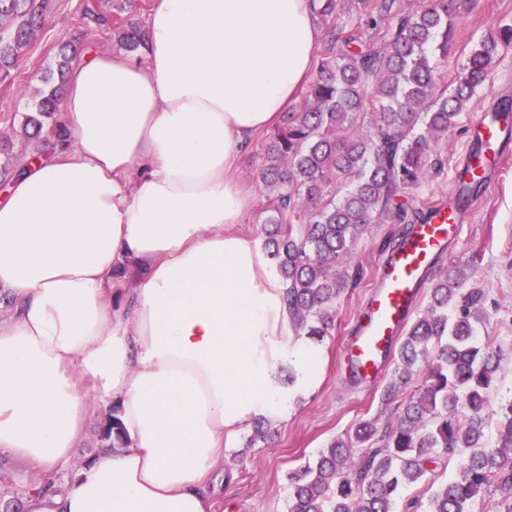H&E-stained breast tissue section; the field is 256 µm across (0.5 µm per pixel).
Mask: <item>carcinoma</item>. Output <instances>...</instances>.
Instances as JSON below:
<instances>
[{"mask_svg": "<svg viewBox=\"0 0 512 512\" xmlns=\"http://www.w3.org/2000/svg\"><path fill=\"white\" fill-rule=\"evenodd\" d=\"M354 6L366 31L328 32L316 78L265 146L261 177L276 195L264 249L285 285L296 336L327 335L340 300L362 279L361 264H340L368 225L423 221V211L408 212L404 190L419 183L435 141L485 87L499 51L498 37L478 41L453 88L440 91L436 72L453 44L455 0H422L412 13L396 0ZM43 16L37 0H0V19L14 21L0 35L1 75L19 65ZM115 25L125 50L137 51V27L119 16ZM44 84L29 107L42 117L58 107V88L49 78ZM365 112L375 113L368 130L357 124ZM333 177L351 184L340 200L325 199ZM465 282L461 270L447 269L406 327L396 381L382 401L415 379L421 384L397 406L395 421L382 428L363 421L292 472L288 512H396L402 489L463 451L457 479L435 490L428 512H487L483 493L491 490L512 499V402L499 410L497 446L485 447L484 411L500 359L478 343L482 293ZM365 443L369 449L354 456L352 448Z\"/></svg>", "mask_w": 512, "mask_h": 512, "instance_id": "cac0c4a2", "label": "carcinoma"}]
</instances>
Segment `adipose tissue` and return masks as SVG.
Returning a JSON list of instances; mask_svg holds the SVG:
<instances>
[{"label": "adipose tissue", "mask_w": 512, "mask_h": 512, "mask_svg": "<svg viewBox=\"0 0 512 512\" xmlns=\"http://www.w3.org/2000/svg\"><path fill=\"white\" fill-rule=\"evenodd\" d=\"M146 59L77 58L66 134L0 191V454L31 475L27 512H216L225 439L282 411L267 376L318 355L284 334L283 284L253 240L232 177L281 123L311 67L310 0H155ZM127 444L65 488L90 407Z\"/></svg>", "instance_id": "adipose-tissue-1"}]
</instances>
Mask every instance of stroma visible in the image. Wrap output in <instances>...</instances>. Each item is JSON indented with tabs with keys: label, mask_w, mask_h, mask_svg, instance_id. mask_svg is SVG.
I'll use <instances>...</instances> for the list:
<instances>
[{
	"label": "stroma",
	"mask_w": 512,
	"mask_h": 512,
	"mask_svg": "<svg viewBox=\"0 0 512 512\" xmlns=\"http://www.w3.org/2000/svg\"><path fill=\"white\" fill-rule=\"evenodd\" d=\"M154 0H95V17L85 14V0H48L45 23L32 38L27 52L11 78L0 81V163L16 175L26 157L50 156L57 142L58 115L44 117L40 136L27 128L28 106L41 77L55 69L58 49L70 42L76 54L120 50L116 17L145 25ZM512 29V0H459L454 18V49L440 64V87L454 83L473 44L484 36ZM512 97V41L502 42L485 89L471 100L455 129L440 138L433 156L437 161L423 179L407 189L406 197L418 208L454 198L453 171L467 147L466 125L478 109L492 108L501 97ZM271 130L257 133L237 172L251 205L236 224V232L262 241V226L271 214L273 193L263 185L262 146ZM506 160L488 188L480 192L460 237L449 253L438 259L428 273L436 281L443 270L455 266L468 276L467 288L480 290L486 319L478 330L480 341L500 351L498 382L490 397L491 406L512 400V140L503 149ZM397 224H373L359 238L354 256L364 269L362 280L343 298L327 336L314 342L322 364L311 386L289 384L288 371L295 363H276L271 379L284 397L283 412L270 418L266 441L250 443L251 426H244L224 446L218 468L230 475L224 489L221 512H287L288 475L312 460L331 439L352 434L356 425L371 419L386 424L394 417L393 406L381 396L392 379L384 373L376 382L350 384L339 363L342 345L351 336L357 314L376 282V270L384 255V239L398 234ZM28 483L20 465L0 459V512H19Z\"/></svg>",
	"instance_id": "1"
}]
</instances>
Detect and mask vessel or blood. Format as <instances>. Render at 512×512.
<instances>
[{"instance_id":"1","label":"vessel or blood","mask_w":512,"mask_h":512,"mask_svg":"<svg viewBox=\"0 0 512 512\" xmlns=\"http://www.w3.org/2000/svg\"><path fill=\"white\" fill-rule=\"evenodd\" d=\"M467 134L472 148L458 169L469 180L490 183L499 169L507 132L493 113L482 110L469 121ZM465 217V210L459 207L433 206L427 220L416 224L400 249L379 267L375 288L345 348L347 365L364 380L382 376L416 310L430 268L458 238Z\"/></svg>"}]
</instances>
